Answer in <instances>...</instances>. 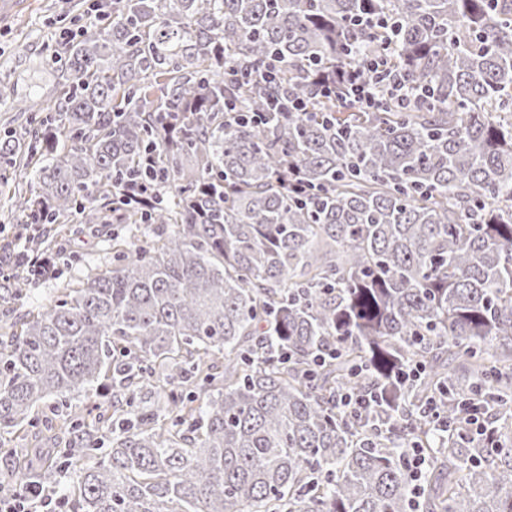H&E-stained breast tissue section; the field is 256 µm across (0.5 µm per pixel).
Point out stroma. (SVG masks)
<instances>
[{"instance_id":"stroma-1","label":"stroma","mask_w":512,"mask_h":512,"mask_svg":"<svg viewBox=\"0 0 512 512\" xmlns=\"http://www.w3.org/2000/svg\"><path fill=\"white\" fill-rule=\"evenodd\" d=\"M87 8L86 0H0V82L13 87L16 96L27 102L22 112L0 105V138L37 125L43 117L41 101L61 97L59 77L65 61L57 55L60 31L65 27L76 34L84 30ZM60 245L66 261L59 280L66 283L79 279L88 265L96 263L102 236L91 230L66 234ZM57 412L55 402L47 401L37 408L34 424L17 427L0 438V487L17 485L7 451L64 447L65 435L47 426Z\"/></svg>"}]
</instances>
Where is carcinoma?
<instances>
[{"instance_id":"cac0c4a2","label":"carcinoma","mask_w":512,"mask_h":512,"mask_svg":"<svg viewBox=\"0 0 512 512\" xmlns=\"http://www.w3.org/2000/svg\"><path fill=\"white\" fill-rule=\"evenodd\" d=\"M65 44L67 90L0 160L24 246L57 225L147 224L106 270L20 312L0 280V434L109 374L112 440L63 419L68 512H411L403 457L434 449L423 512H512V0H112ZM393 29L358 28V14ZM393 40L430 97L366 108L322 84ZM275 61L276 82L247 72ZM301 111L270 112L279 93ZM168 180L122 182L147 145ZM294 169L310 187L286 189ZM417 364L420 374L406 378ZM221 388L198 407L184 387ZM161 387L164 409L137 395ZM494 440L458 430L475 389ZM382 394L378 411L337 393Z\"/></svg>"}]
</instances>
